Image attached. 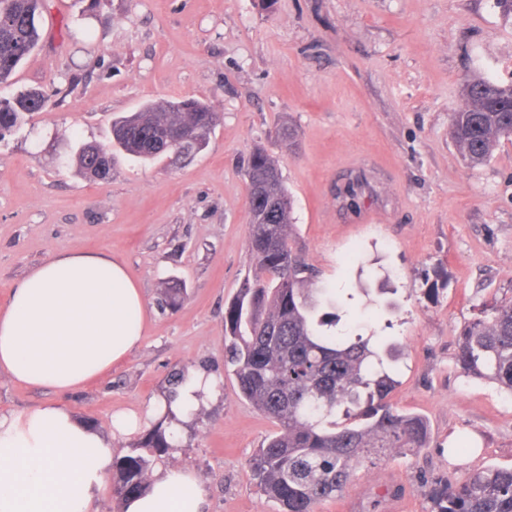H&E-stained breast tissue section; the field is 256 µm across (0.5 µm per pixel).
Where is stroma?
<instances>
[{
    "label": "stroma",
    "mask_w": 512,
    "mask_h": 512,
    "mask_svg": "<svg viewBox=\"0 0 512 512\" xmlns=\"http://www.w3.org/2000/svg\"><path fill=\"white\" fill-rule=\"evenodd\" d=\"M38 24V47L0 87L48 98L0 140V308L45 260L99 253L127 267L147 316L124 362L68 394L1 374V414L60 403L111 436L117 458L158 422L174 373H206L214 390L172 421L154 472H194L207 512H279L248 465L276 426L239 395L224 340L254 272L245 170L260 148L341 326L378 335L397 368L392 403L430 425L428 448L357 471L317 512H431L429 490L449 477L512 465V397L456 361L463 327L512 301V140L470 165L450 136L466 81L512 82L497 0H45ZM187 97L222 115L195 158L120 155L108 181L78 173V143H109L113 119ZM168 280L187 289L175 311ZM122 410L143 427L112 434Z\"/></svg>",
    "instance_id": "stroma-1"
}]
</instances>
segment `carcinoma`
I'll return each instance as SVG.
<instances>
[{
    "instance_id": "cac0c4a2",
    "label": "carcinoma",
    "mask_w": 512,
    "mask_h": 512,
    "mask_svg": "<svg viewBox=\"0 0 512 512\" xmlns=\"http://www.w3.org/2000/svg\"><path fill=\"white\" fill-rule=\"evenodd\" d=\"M44 0H0V84L38 46L37 18ZM451 114V136L471 165L486 162L503 138H512V84L476 77ZM38 88L0 98V137L45 109ZM221 113L197 99L146 104L115 120L112 143L100 158L86 142L76 161L87 176L105 180L119 153L152 163L203 150ZM247 246L257 273L246 278L224 314L229 363L241 396L277 427L249 461L264 494L282 512H316L337 498L354 469L376 467L398 452L428 447L429 424L389 400L396 369L375 348L377 337L336 330L339 317L324 312L336 301L313 287V271L292 245L293 202L275 161L256 150L246 168ZM457 364L512 394V303L493 305L461 334ZM168 411L116 461L114 494L121 500L149 489L147 474L173 447ZM432 512H512V466H490L448 481L430 493Z\"/></svg>"
}]
</instances>
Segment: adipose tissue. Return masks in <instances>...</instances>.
I'll list each match as a JSON object with an SVG mask.
<instances>
[{"mask_svg": "<svg viewBox=\"0 0 512 512\" xmlns=\"http://www.w3.org/2000/svg\"><path fill=\"white\" fill-rule=\"evenodd\" d=\"M146 304L126 266L72 254L41 263L0 310V372L66 394L111 371L140 344ZM111 443L64 406L0 415V512H88L101 492ZM195 474L155 477L124 512H204Z\"/></svg>", "mask_w": 512, "mask_h": 512, "instance_id": "ef3b65f1", "label": "adipose tissue"}]
</instances>
